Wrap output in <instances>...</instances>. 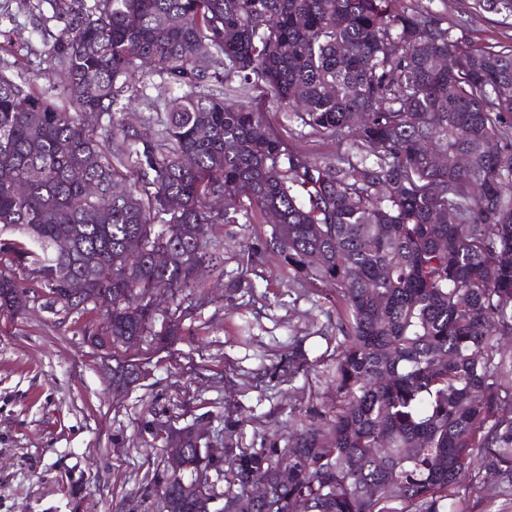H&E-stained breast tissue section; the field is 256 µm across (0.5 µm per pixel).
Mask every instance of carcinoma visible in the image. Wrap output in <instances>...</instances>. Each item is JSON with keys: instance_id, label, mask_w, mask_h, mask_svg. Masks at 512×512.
<instances>
[{"instance_id": "1", "label": "carcinoma", "mask_w": 512, "mask_h": 512, "mask_svg": "<svg viewBox=\"0 0 512 512\" xmlns=\"http://www.w3.org/2000/svg\"><path fill=\"white\" fill-rule=\"evenodd\" d=\"M473 9L511 17L512 0ZM67 16L48 55L68 108L0 71V317L29 308L26 278L70 312L112 316L88 331L97 348L166 347L182 317L154 330L151 296L218 264L207 227L239 223L242 198L279 213L264 249L341 301L321 424L218 460L195 425L168 426L189 471L227 486L199 496L155 473L164 512H454L476 451L512 488V357L497 347L512 335V44L463 39L403 0H72ZM147 75L159 82L143 101L165 114L155 138L118 119ZM222 85H261L356 152L288 150ZM317 363L300 339L264 374L291 383ZM143 376L114 359L112 383ZM261 480L273 492L254 501Z\"/></svg>"}]
</instances>
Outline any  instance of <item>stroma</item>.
<instances>
[{"mask_svg":"<svg viewBox=\"0 0 512 512\" xmlns=\"http://www.w3.org/2000/svg\"><path fill=\"white\" fill-rule=\"evenodd\" d=\"M431 5L456 32L477 42L512 43V17L478 12L472 0H405ZM65 25L57 0H0V67L25 74L40 92H53L46 46ZM253 106L286 148L318 160L352 150L349 140L323 138L287 112L263 89ZM267 217L241 210L235 224L209 227L222 258L206 269L184 302L159 291L157 318L185 305L186 334L156 350L150 340L120 346V357L147 364V376L128 392L113 394L103 351L88 327L102 313H72L52 303L43 289L30 291V307L0 319V512H160L148 473L163 469L167 425L200 421L210 447L232 440L258 448L287 437L289 421L305 411H327L336 358V287L298 281L262 245ZM305 337L315 371L293 384L263 376L293 337ZM233 423L226 432L225 423ZM457 512H512V498L497 496L481 481L464 483Z\"/></svg>","mask_w":512,"mask_h":512,"instance_id":"stroma-1","label":"stroma"}]
</instances>
